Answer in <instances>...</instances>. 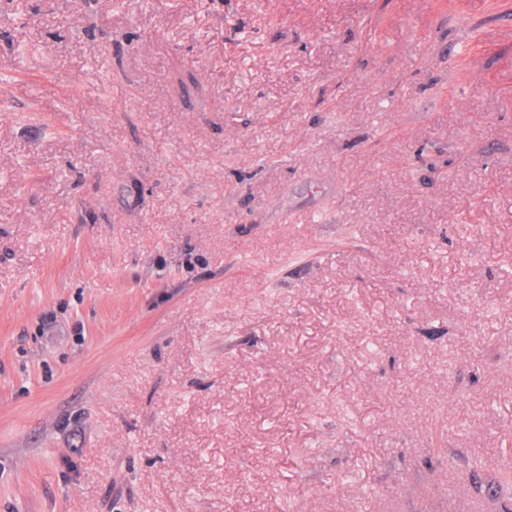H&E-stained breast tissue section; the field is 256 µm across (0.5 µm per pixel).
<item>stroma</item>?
<instances>
[{
	"mask_svg": "<svg viewBox=\"0 0 512 512\" xmlns=\"http://www.w3.org/2000/svg\"><path fill=\"white\" fill-rule=\"evenodd\" d=\"M510 426L512 0H0V512H502Z\"/></svg>",
	"mask_w": 512,
	"mask_h": 512,
	"instance_id": "35a3bbf8",
	"label": "stroma"
}]
</instances>
